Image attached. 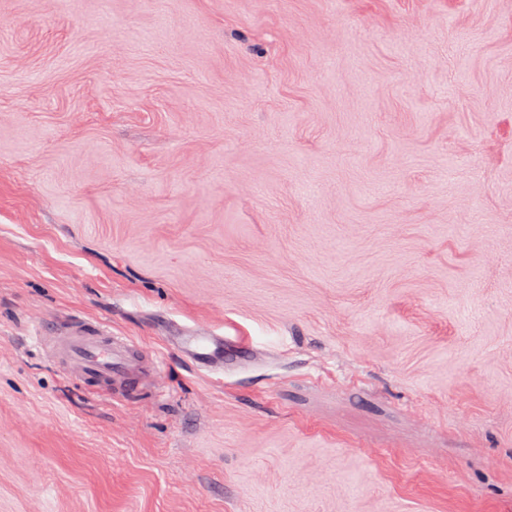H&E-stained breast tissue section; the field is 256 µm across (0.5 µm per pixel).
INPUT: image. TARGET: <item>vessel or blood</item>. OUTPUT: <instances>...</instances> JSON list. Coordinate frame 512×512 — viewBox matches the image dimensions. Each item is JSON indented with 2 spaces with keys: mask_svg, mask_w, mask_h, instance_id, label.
Wrapping results in <instances>:
<instances>
[{
  "mask_svg": "<svg viewBox=\"0 0 512 512\" xmlns=\"http://www.w3.org/2000/svg\"><path fill=\"white\" fill-rule=\"evenodd\" d=\"M37 342L51 341L66 366L77 371L82 382L126 389L134 385L142 365L131 340L113 335L100 325L72 326L57 330L47 338L36 329ZM174 350L189 359L198 369L220 371L224 368V338L210 331H193L175 337Z\"/></svg>",
  "mask_w": 512,
  "mask_h": 512,
  "instance_id": "obj_1",
  "label": "vessel or blood"
}]
</instances>
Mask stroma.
<instances>
[{
  "instance_id": "obj_1",
  "label": "stroma",
  "mask_w": 512,
  "mask_h": 512,
  "mask_svg": "<svg viewBox=\"0 0 512 512\" xmlns=\"http://www.w3.org/2000/svg\"><path fill=\"white\" fill-rule=\"evenodd\" d=\"M0 512H512V0H0ZM55 334L52 349L82 382L127 389L139 379L142 365L126 337L113 336L101 325L64 327ZM224 338L214 332L196 330L189 336H176L172 347L199 370L224 371Z\"/></svg>"
}]
</instances>
